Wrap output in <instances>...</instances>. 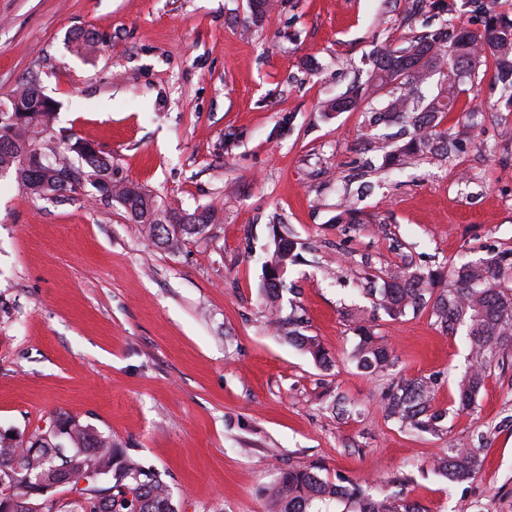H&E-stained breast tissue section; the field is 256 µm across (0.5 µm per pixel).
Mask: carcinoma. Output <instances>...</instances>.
Listing matches in <instances>:
<instances>
[{
    "label": "carcinoma",
    "mask_w": 512,
    "mask_h": 512,
    "mask_svg": "<svg viewBox=\"0 0 512 512\" xmlns=\"http://www.w3.org/2000/svg\"><path fill=\"white\" fill-rule=\"evenodd\" d=\"M494 60L496 78L505 97L497 103L512 111V18L483 11L481 26L457 30L441 27L429 34L411 35L404 44L385 49L373 59V68L363 87L324 103L325 112H345L362 96H370L388 84L396 92L369 116L372 127L399 126L394 134L373 138L371 150L381 155V167L402 171L428 157H448V115L455 111L458 88L464 78L456 71L465 57ZM20 114L21 121L0 132V171L14 179L31 198L64 191L78 194L77 188L62 179L45 185L34 182L31 169L22 165L20 152L35 162V154L49 157L63 172L82 163L85 185L112 169V155L96 153L81 137L54 135L56 106L48 105L35 93L33 80L16 84L0 110ZM334 221L362 224L363 213L349 188ZM111 202L123 207L135 224L148 229L150 241L174 249L186 237L205 232L210 211L187 212L161 206L146 191L130 193L124 183L112 185ZM180 223V233H171L160 223L163 216ZM290 234L279 235L270 264L287 269L298 254ZM283 280L265 276L263 303L275 315L279 311ZM375 307L392 318L428 313L441 332H465L470 349V365L457 382L462 411L474 408L484 386L493 358L512 351V249L501 250L479 262L455 268L446 287H438V276L404 263L393 269L380 286L368 289ZM356 343L350 359L366 375L393 368L396 360L375 335L366 318L351 319ZM288 342L309 353L325 370L332 361L313 336L300 332L294 317L278 321ZM435 381L431 378L399 380L383 399L386 417L409 432H438L446 413L433 409ZM479 449L464 443L450 446L433 460V469L451 483L471 479L483 465ZM78 495L76 512H177L168 486L159 476L112 444V440L91 431L75 420L59 415L27 446L0 440V512H62L50 500L48 490L59 482ZM269 512H421L418 503L399 490L374 494L357 483L332 482L311 468L279 472L262 490Z\"/></svg>",
    "instance_id": "1"
}]
</instances>
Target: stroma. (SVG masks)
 I'll return each instance as SVG.
<instances>
[{
    "label": "stroma",
    "mask_w": 512,
    "mask_h": 512,
    "mask_svg": "<svg viewBox=\"0 0 512 512\" xmlns=\"http://www.w3.org/2000/svg\"><path fill=\"white\" fill-rule=\"evenodd\" d=\"M0 0V96L36 78L56 127L112 156V178L213 220L179 249L156 247L119 205L28 198L0 179V438L28 443L68 415L167 483L178 512H267L262 488L288 468L404 490L422 512H512V353L496 357L471 413L457 410L463 335L428 315L373 311L366 275L397 265L452 275L512 249V112L496 108L492 63L477 67L448 125L445 160L367 171L372 103L323 114L364 83L375 55L409 32L472 29L470 0ZM99 38L75 49L77 32ZM480 135L487 150L469 141ZM370 182L365 223H334L344 179ZM303 244L282 316L319 339L322 370L269 321L262 301L273 225ZM371 313L397 359L369 376L350 360L346 313ZM437 380L436 433L388 420L402 378ZM354 406L337 419L329 404ZM460 441L482 470L456 484L431 466Z\"/></svg>",
    "instance_id": "stroma-1"
}]
</instances>
